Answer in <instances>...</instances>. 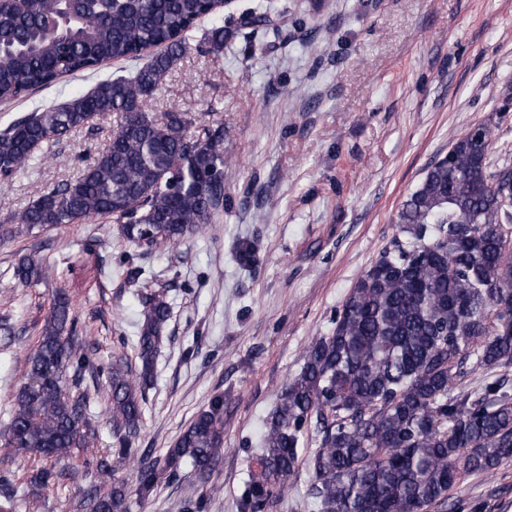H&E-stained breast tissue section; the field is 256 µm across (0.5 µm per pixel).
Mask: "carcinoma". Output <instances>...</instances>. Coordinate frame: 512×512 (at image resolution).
Returning <instances> with one entry per match:
<instances>
[{
    "label": "carcinoma",
    "instance_id": "1",
    "mask_svg": "<svg viewBox=\"0 0 512 512\" xmlns=\"http://www.w3.org/2000/svg\"><path fill=\"white\" fill-rule=\"evenodd\" d=\"M219 0H0V103L26 100L67 77L92 76L110 62L129 70L99 79L85 94L36 108L0 129V185L22 175L38 153L105 113L119 117L109 145L80 174L33 200L10 222L28 230L108 219L138 247L177 243L198 233L224 203V125L186 134L184 113L163 122L147 111L170 71L199 44L224 52ZM155 48L147 61L142 52ZM490 131L479 125L456 139L403 201L397 224L405 241L384 249L354 283L328 334L307 347L300 372L278 395L263 437L258 471L241 512H267L286 490L306 433L311 495L319 512H425L448 502L465 473L489 474L512 459V394L506 377L475 390L456 384L477 369L512 366V169L493 170ZM22 258L15 281L45 276ZM167 297L143 304L136 350L107 372L112 433L119 447L95 457L92 512H125L119 469L134 465L145 498L166 469L190 459L198 476L212 470L224 439V397L213 398L168 449L164 469L131 453L146 389L154 382ZM68 295L53 297L28 382L14 397L0 450L56 461L84 446L88 395L75 399L85 371L102 374L76 339Z\"/></svg>",
    "mask_w": 512,
    "mask_h": 512
}]
</instances>
